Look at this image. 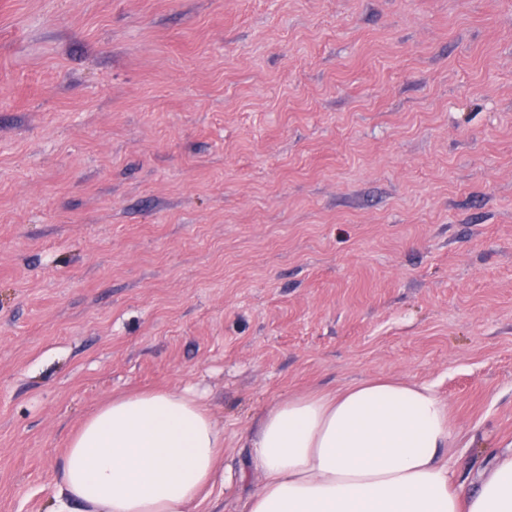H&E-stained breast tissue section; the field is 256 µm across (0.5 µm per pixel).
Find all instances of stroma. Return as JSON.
<instances>
[{"instance_id": "1", "label": "stroma", "mask_w": 512, "mask_h": 512, "mask_svg": "<svg viewBox=\"0 0 512 512\" xmlns=\"http://www.w3.org/2000/svg\"><path fill=\"white\" fill-rule=\"evenodd\" d=\"M434 388L473 488L512 448V0H0V512H90L70 437L192 390Z\"/></svg>"}]
</instances>
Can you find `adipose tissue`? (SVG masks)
Wrapping results in <instances>:
<instances>
[{"instance_id":"1","label":"adipose tissue","mask_w":512,"mask_h":512,"mask_svg":"<svg viewBox=\"0 0 512 512\" xmlns=\"http://www.w3.org/2000/svg\"><path fill=\"white\" fill-rule=\"evenodd\" d=\"M448 410L426 385L360 382L279 402L259 419L246 512H512V452L474 490L445 458ZM224 446L211 415L176 391L121 396L70 438L61 482L92 512H190Z\"/></svg>"}]
</instances>
